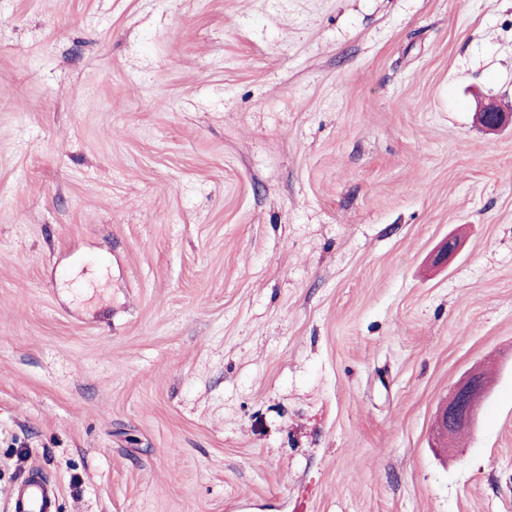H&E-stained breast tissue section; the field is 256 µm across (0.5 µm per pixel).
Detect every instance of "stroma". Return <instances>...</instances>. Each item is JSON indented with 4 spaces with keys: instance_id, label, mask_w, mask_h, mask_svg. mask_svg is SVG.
<instances>
[{
    "instance_id": "35a3bbf8",
    "label": "stroma",
    "mask_w": 512,
    "mask_h": 512,
    "mask_svg": "<svg viewBox=\"0 0 512 512\" xmlns=\"http://www.w3.org/2000/svg\"><path fill=\"white\" fill-rule=\"evenodd\" d=\"M484 102L512 0H0V512H512ZM485 385L486 380L480 373H471L458 383L448 399V404L440 412L438 429L441 431L446 425L453 426L448 427V435L452 437L464 431L454 427L471 428L474 424L475 404ZM470 397L472 400L468 402ZM58 490L40 474L28 478L10 492L11 512H55Z\"/></svg>"
}]
</instances>
